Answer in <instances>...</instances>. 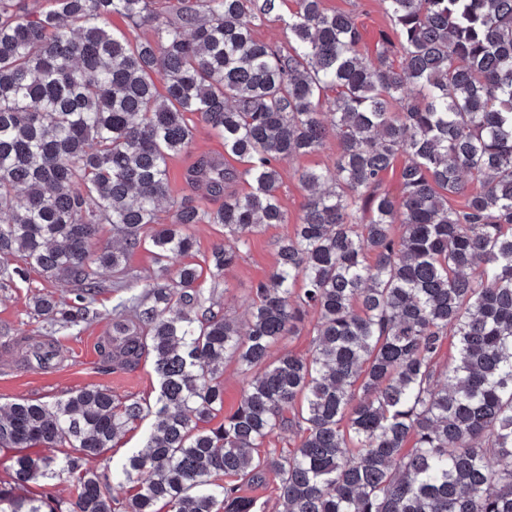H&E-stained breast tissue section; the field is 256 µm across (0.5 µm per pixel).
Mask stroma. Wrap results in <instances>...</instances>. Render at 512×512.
<instances>
[{"instance_id": "stroma-1", "label": "stroma", "mask_w": 512, "mask_h": 512, "mask_svg": "<svg viewBox=\"0 0 512 512\" xmlns=\"http://www.w3.org/2000/svg\"><path fill=\"white\" fill-rule=\"evenodd\" d=\"M330 12L352 14L363 35L361 51L374 55L383 38L392 32L383 0H323ZM193 137L188 147L169 161V186L172 195L190 196L203 206L215 209L224 198L209 193L205 188L191 185L186 173L202 157H220L226 168L236 172L237 178L231 189L239 195L251 191L253 182L246 175V165L237 157L224 151L222 139L208 125L193 120ZM336 144L293 161L282 162L280 169L279 195L288 221L272 224L254 234L244 249L237 265L228 273L225 284H214L210 277H203L206 292L212 293L221 302L225 312L238 320H245L248 312L247 290L253 282L267 277L277 261L279 241L292 234L303 211L307 194L299 185L294 171L300 167L323 169L336 163ZM53 293L56 298H65L66 293L53 288L38 272H31L27 281L0 288V402L26 398L37 402H50L70 391L89 384L112 390L118 399L140 398L154 400L158 392V381L150 361H143L131 372L102 373L97 368L98 355L95 345L112 331V307L119 299L116 292L99 296L100 318L91 326L75 331L64 330L54 334L53 339L61 355L53 367L40 369L13 363L12 338L21 330H32L37 326L33 319L29 299L35 292Z\"/></svg>"}]
</instances>
